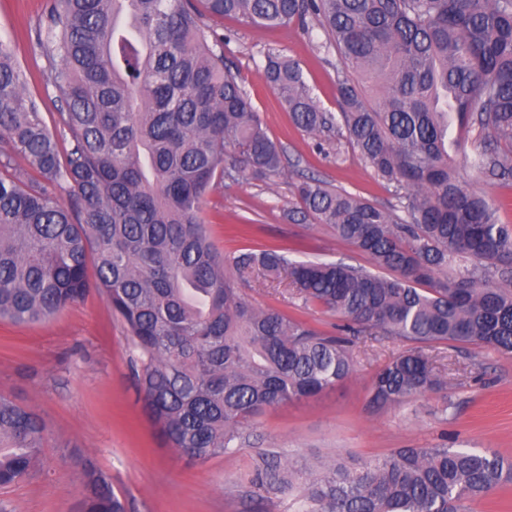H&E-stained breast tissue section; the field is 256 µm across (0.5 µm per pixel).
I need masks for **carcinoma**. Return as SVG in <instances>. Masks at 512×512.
<instances>
[{"label": "carcinoma", "instance_id": "1", "mask_svg": "<svg viewBox=\"0 0 512 512\" xmlns=\"http://www.w3.org/2000/svg\"><path fill=\"white\" fill-rule=\"evenodd\" d=\"M226 18L313 21L336 51V115L293 60L267 57L265 79L298 129L345 138L398 207L312 176L293 183L286 218L330 225L381 272L215 245L209 191L283 171L280 144L224 63ZM36 36L61 108L51 126L0 41V320L44 321L97 288L132 337L137 389L168 447L205 462L268 409L352 374L345 338L245 297L259 278L287 279L346 335L411 344L374 376L377 406L441 386L432 344L512 353V224L459 180L448 141L453 126L477 133L471 167L490 184L512 177V0H49ZM364 80L378 87L373 104ZM46 440L39 416L0 394V487L37 474ZM297 475L303 512H459L511 484L512 462L398 448L296 473L264 455L252 482L278 494ZM78 512H126L89 462Z\"/></svg>", "mask_w": 512, "mask_h": 512}]
</instances>
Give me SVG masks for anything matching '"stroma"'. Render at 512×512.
<instances>
[{"instance_id":"stroma-1","label":"stroma","mask_w":512,"mask_h":512,"mask_svg":"<svg viewBox=\"0 0 512 512\" xmlns=\"http://www.w3.org/2000/svg\"><path fill=\"white\" fill-rule=\"evenodd\" d=\"M47 0H0V40L26 73L27 92L45 119L60 107L47 84L51 63L36 41ZM224 61L261 112L269 135L284 151L282 174L268 182L240 180L209 192L205 217L225 253L277 246L296 261L343 262L371 268L369 258L341 241L333 228L313 221L289 223L285 214L299 177L391 207L392 187L380 181L346 141L298 130L279 96L263 78L266 57L279 53L299 63L312 96L337 111L335 52L321 46V30L297 25L266 27L225 20ZM460 178L512 223V180L486 184L463 151L453 154ZM246 297L332 334L338 319L304 305L287 284L253 282ZM406 342L352 337L351 376L334 390L269 410L244 432L232 451L195 462L166 447L145 416L133 379L132 339L106 299L90 289L50 320L17 325L0 321V393L32 409L45 422L47 445L38 476L0 491L11 512H75L81 463L91 460L112 480L126 512H299L302 487L269 494L251 482L261 455L274 453L295 465L353 457L381 458L399 448H460L512 459V354L480 344L433 345L428 354L440 390L375 406L372 378Z\"/></svg>"}]
</instances>
